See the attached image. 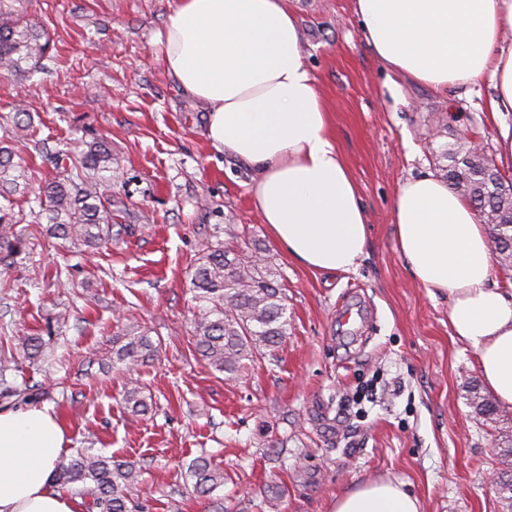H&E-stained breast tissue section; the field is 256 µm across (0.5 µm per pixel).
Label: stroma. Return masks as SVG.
I'll list each match as a JSON object with an SVG mask.
<instances>
[{
	"label": "stroma",
	"instance_id": "35a3bbf8",
	"mask_svg": "<svg viewBox=\"0 0 512 512\" xmlns=\"http://www.w3.org/2000/svg\"><path fill=\"white\" fill-rule=\"evenodd\" d=\"M175 0H0L43 26L51 61L27 78L0 74V115L24 104L35 137L75 154L93 137L112 145L129 207L127 233L77 255L20 222L28 251L0 265V360L6 378L39 385L38 407L62 424L66 452L91 448L144 470L142 512H334L338 496L382 478L404 482L422 512H512L499 494L512 411L475 416L489 389L476 355L454 339L448 301L410 276L391 204L403 181L440 175L442 152L464 140L497 156L489 78L437 92L382 70L366 44L354 0H293L308 64L331 107L330 132L355 179L370 240L357 272L336 276L288 260L254 209L246 168L217 152L204 106L185 94L156 43ZM249 231L286 290L288 335L275 360L225 379L192 349L191 277L204 226ZM358 313L359 331L341 322ZM69 314L58 327V312ZM151 328L158 357L135 370L105 354L117 327ZM50 337L49 360L19 358L14 339ZM150 408L130 419L128 379ZM224 472L198 496L192 460Z\"/></svg>",
	"mask_w": 512,
	"mask_h": 512
}]
</instances>
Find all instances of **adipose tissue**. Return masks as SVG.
I'll return each instance as SVG.
<instances>
[{
  "label": "adipose tissue",
  "instance_id": "adipose-tissue-1",
  "mask_svg": "<svg viewBox=\"0 0 512 512\" xmlns=\"http://www.w3.org/2000/svg\"><path fill=\"white\" fill-rule=\"evenodd\" d=\"M384 69L443 91L490 76L491 113L512 111V0H355ZM167 73L208 109L213 148L251 172L255 209L295 264L355 272L369 239L357 185L333 142L330 114L303 50L291 0H177L158 35ZM396 247L413 279L448 300L456 339L512 408V291L493 281L496 254L477 211L426 173L392 202ZM65 432L47 409L0 412V512H78L53 474ZM334 512H421L389 479L338 496Z\"/></svg>",
  "mask_w": 512,
  "mask_h": 512
}]
</instances>
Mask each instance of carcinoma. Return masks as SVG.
<instances>
[{
  "label": "carcinoma",
  "instance_id": "cac0c4a2",
  "mask_svg": "<svg viewBox=\"0 0 512 512\" xmlns=\"http://www.w3.org/2000/svg\"><path fill=\"white\" fill-rule=\"evenodd\" d=\"M50 37L35 23L0 18V69L23 76L43 66L49 58ZM17 110L9 127L0 136V264L9 266L26 248L25 238L14 230V197L25 193L29 176L19 156L17 145L33 140L32 124L20 119ZM60 174L47 180L35 197L39 210H30L34 223L43 225L45 235L62 241L75 253H88L121 235L114 229L112 209L125 207L112 197V149L102 138L85 144L79 155L56 154ZM487 160L471 151L444 170L448 188L464 195L488 222L500 262L512 266V192L503 189L501 174L492 175ZM224 233L238 238L234 230L214 225L206 241L191 281L194 352L213 370L233 376L242 371L245 361L274 352L288 336L286 296L276 283L272 261L257 256L249 247L232 245L219 239ZM18 345L28 359L43 356L46 342L40 336H20ZM161 342L150 330L138 325L124 329L112 338V366L134 368L154 360ZM0 395L34 401L37 389L4 386ZM124 403L137 415L148 410L143 387L130 382L124 391ZM475 413L488 420L497 415L496 406L476 393L472 396ZM142 468L115 456L95 454L82 448L61 458L55 468L56 482L80 486L93 495L99 512H132L130 505L139 499ZM194 490L209 496L224 485V471L205 456L198 457L190 469Z\"/></svg>",
  "mask_w": 512,
  "mask_h": 512
}]
</instances>
